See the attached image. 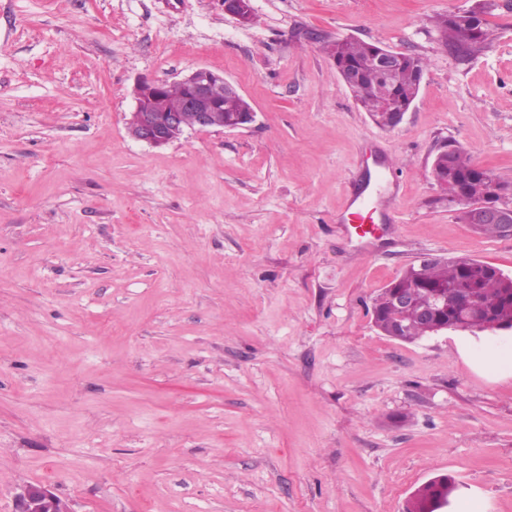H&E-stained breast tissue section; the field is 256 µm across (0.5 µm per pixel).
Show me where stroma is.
<instances>
[{"label": "stroma", "mask_w": 512, "mask_h": 512, "mask_svg": "<svg viewBox=\"0 0 512 512\" xmlns=\"http://www.w3.org/2000/svg\"><path fill=\"white\" fill-rule=\"evenodd\" d=\"M460 57L430 18L471 0H0V512H512V331L383 335L372 305L422 256L512 275V236L439 201L446 146L512 184V0ZM424 57L376 125L321 41ZM205 66L236 130L129 137L134 85ZM359 195L380 227L341 221ZM252 0H224V13L240 25H251L254 10ZM454 488L453 480L448 475H438L424 483L414 491V507L421 512H438L440 508L448 506L442 501ZM406 503L405 511L411 510V496ZM442 501V502H441ZM441 503V505H440ZM59 497L45 484H30L17 497L16 512H59Z\"/></svg>", "instance_id": "1"}]
</instances>
